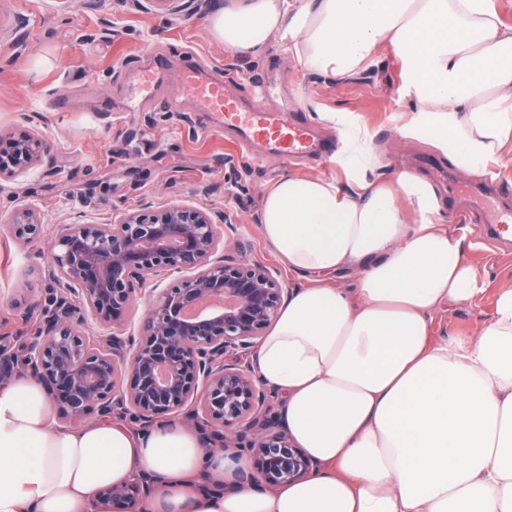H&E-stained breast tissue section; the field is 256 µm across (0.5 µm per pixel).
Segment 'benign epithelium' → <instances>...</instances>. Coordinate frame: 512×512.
<instances>
[{"instance_id":"7a95c632","label":"benign epithelium","mask_w":512,"mask_h":512,"mask_svg":"<svg viewBox=\"0 0 512 512\" xmlns=\"http://www.w3.org/2000/svg\"><path fill=\"white\" fill-rule=\"evenodd\" d=\"M47 150L36 135L10 140L0 152V177L32 168ZM227 218L173 204L152 213L123 211L110 224H53L49 229L55 284L52 304L30 306L27 337L0 333V386L28 374L57 396L67 388L66 421L130 414L146 428L181 417L213 429L210 446L230 450L229 434L248 442L253 466L241 483L273 489L304 479L314 468L276 417L278 395L257 374L253 356L276 321L290 289L258 262L224 249ZM14 237L32 241L44 224L30 208L8 224ZM161 276L167 288L145 284ZM144 317L130 329L140 297ZM224 302V309L212 304ZM93 322L104 336H89ZM156 490L146 479L98 490L92 512H128Z\"/></svg>"}]
</instances>
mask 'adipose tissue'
<instances>
[{"label":"adipose tissue","mask_w":512,"mask_h":512,"mask_svg":"<svg viewBox=\"0 0 512 512\" xmlns=\"http://www.w3.org/2000/svg\"><path fill=\"white\" fill-rule=\"evenodd\" d=\"M231 52L280 45L298 65L349 74L401 58L418 109L463 174L512 153V24L491 0H227L209 16ZM345 182L291 172L267 188L259 230L304 277L255 362L282 396L310 476L235 488L245 457L178 421L57 426L43 386L0 389V512H88L93 493L144 475L145 512H512V284L466 342L436 339L434 312L485 291L465 240L439 223L428 181L372 179L382 159L348 131ZM352 269V289L336 287Z\"/></svg>","instance_id":"1"}]
</instances>
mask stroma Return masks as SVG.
<instances>
[{"label": "stroma", "instance_id": "35a3bbf8", "mask_svg": "<svg viewBox=\"0 0 512 512\" xmlns=\"http://www.w3.org/2000/svg\"><path fill=\"white\" fill-rule=\"evenodd\" d=\"M219 2L198 0L168 15L150 0H0V137L36 131L47 145L29 171L0 180V332L21 328L24 305L47 303L52 295L46 242L26 243L6 229L20 206L35 209L46 224H108L116 208L205 207L226 214L225 241L241 245L249 260L289 285H303L260 235L265 190L291 170L341 182L346 175L316 157L267 153L250 161L234 130L197 112L182 94L180 74L194 63L222 71L226 92L243 98L252 79L265 78L272 93L264 107L299 112L339 145L346 129H360L392 173L435 186L446 227L469 242V257L488 282L477 304L434 314L436 338L467 339L492 315L496 289L512 282V239L479 230L486 200L512 207V191L500 189L512 183V154L490 164L488 173L462 175L453 154L432 137L404 133L417 102L393 52L345 76L297 67L278 46L259 57L233 55L206 28ZM159 62L165 65L162 107L129 111L135 70ZM487 188L492 198L484 197ZM14 297L20 306H9Z\"/></svg>", "mask_w": 512, "mask_h": 512}]
</instances>
